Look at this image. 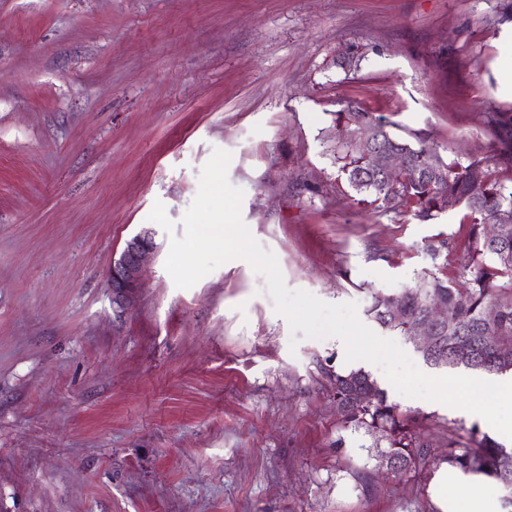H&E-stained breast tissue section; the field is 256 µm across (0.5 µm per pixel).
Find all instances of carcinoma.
Instances as JSON below:
<instances>
[{"label":"carcinoma","instance_id":"carcinoma-1","mask_svg":"<svg viewBox=\"0 0 512 512\" xmlns=\"http://www.w3.org/2000/svg\"><path fill=\"white\" fill-rule=\"evenodd\" d=\"M378 120L382 117L352 103L336 112L338 137L330 146L336 187L345 184L360 196L358 202L420 223L462 207L465 228L459 238L438 236L431 241L427 250L433 268L414 287L397 295L371 293L368 314L382 327L410 338L414 326L427 318V303L439 299L448 304V322L434 327V342L422 351L427 363L485 373L512 371V191L500 177L512 172V144L502 142L489 157L446 160L421 139L415 145L395 135L387 121L381 147L408 158L401 179L388 182L346 143L357 122ZM493 225L504 235L489 236ZM457 248L466 253L467 264L450 274L448 253ZM316 372V382L336 400L339 426L374 437L378 467L394 476L420 477L445 462L484 475L512 493V448L487 436L469 446L450 430L443 455L437 457L430 442L417 435L399 406L364 369L336 368L326 359L316 363ZM364 392L373 393L367 404L360 400Z\"/></svg>","mask_w":512,"mask_h":512}]
</instances>
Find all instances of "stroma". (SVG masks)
<instances>
[{"mask_svg": "<svg viewBox=\"0 0 512 512\" xmlns=\"http://www.w3.org/2000/svg\"><path fill=\"white\" fill-rule=\"evenodd\" d=\"M507 0H0V512H427L429 478L376 468L338 427L314 363L265 280L228 261L189 289L171 235L214 149L231 154L243 221L286 285L391 338L368 315L431 269L462 211L419 223L336 192L328 151L354 102L445 158L489 155L512 114ZM358 52L359 69L338 64ZM162 202L174 232L151 223ZM155 249L125 310L108 275ZM433 447L477 416L396 392ZM154 248L153 232L143 230L126 243L119 259L113 262L109 288L112 302L118 308L124 310L136 288H139L144 262Z\"/></svg>", "mask_w": 512, "mask_h": 512, "instance_id": "obj_1", "label": "stroma"}]
</instances>
